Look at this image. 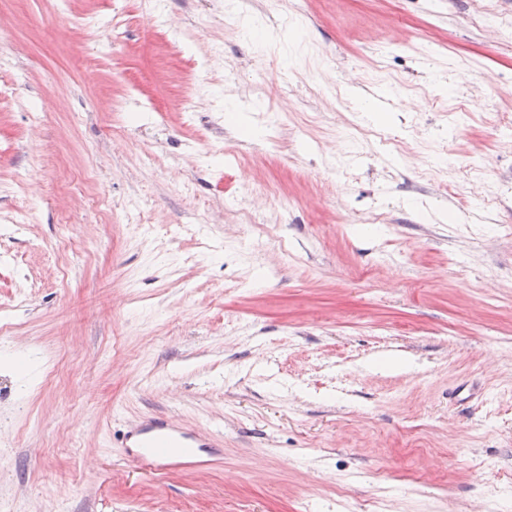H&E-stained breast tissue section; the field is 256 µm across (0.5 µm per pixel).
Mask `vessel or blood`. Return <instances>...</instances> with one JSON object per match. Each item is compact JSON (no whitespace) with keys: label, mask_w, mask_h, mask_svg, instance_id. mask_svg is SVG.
Returning <instances> with one entry per match:
<instances>
[{"label":"vessel or blood","mask_w":512,"mask_h":512,"mask_svg":"<svg viewBox=\"0 0 512 512\" xmlns=\"http://www.w3.org/2000/svg\"><path fill=\"white\" fill-rule=\"evenodd\" d=\"M123 445L134 461L153 471L193 473L214 466L222 458L221 440L195 434L162 417L129 427Z\"/></svg>","instance_id":"1"}]
</instances>
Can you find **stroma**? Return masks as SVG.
<instances>
[{
    "label": "stroma",
    "instance_id": "stroma-1",
    "mask_svg": "<svg viewBox=\"0 0 512 512\" xmlns=\"http://www.w3.org/2000/svg\"><path fill=\"white\" fill-rule=\"evenodd\" d=\"M0 85V512H512V0H0ZM221 445V440L197 435L162 417L141 421L123 436L129 457L153 471L193 473L210 468L222 459Z\"/></svg>",
    "mask_w": 512,
    "mask_h": 512
}]
</instances>
